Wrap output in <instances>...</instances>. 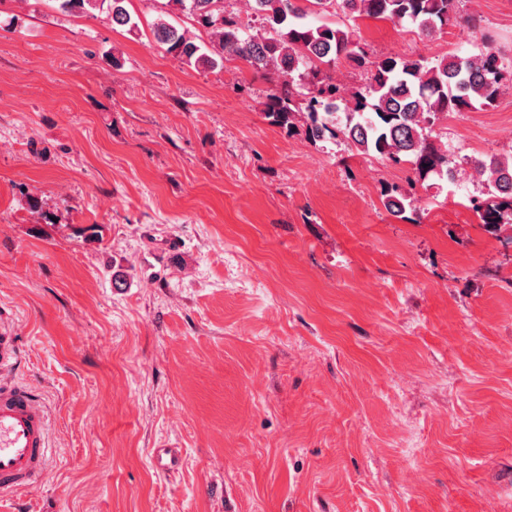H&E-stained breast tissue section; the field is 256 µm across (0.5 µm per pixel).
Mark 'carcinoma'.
Here are the masks:
<instances>
[{"label": "carcinoma", "mask_w": 512, "mask_h": 512, "mask_svg": "<svg viewBox=\"0 0 512 512\" xmlns=\"http://www.w3.org/2000/svg\"><path fill=\"white\" fill-rule=\"evenodd\" d=\"M65 15L108 10L112 23L135 33L138 23L126 0H54ZM211 33L200 46L185 30L160 17L155 41L195 69H211L224 54L258 72L275 71L278 80L264 104L271 124L291 132L304 120L308 138L343 136L355 150L413 166L416 181L431 176L454 180L458 160L432 140L435 128L451 113L487 110L512 91V66L491 45L474 55L446 54L433 61L399 54L372 56L361 42L357 21L409 23L418 35L439 39L457 21L459 0H241L244 9L227 11L223 0H168ZM341 11L347 25H314L309 17ZM346 60L367 73L362 87L332 76ZM474 181L481 197L469 202L495 231L512 228V155L475 160ZM385 207L406 220L416 212L411 191L383 188Z\"/></svg>", "instance_id": "obj_1"}]
</instances>
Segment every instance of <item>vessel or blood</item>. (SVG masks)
I'll use <instances>...</instances> for the list:
<instances>
[{
	"label": "vessel or blood",
	"mask_w": 512,
	"mask_h": 512,
	"mask_svg": "<svg viewBox=\"0 0 512 512\" xmlns=\"http://www.w3.org/2000/svg\"><path fill=\"white\" fill-rule=\"evenodd\" d=\"M19 359L17 340L0 332V371ZM50 454L48 418L26 388L0 390V497L45 478Z\"/></svg>",
	"instance_id": "1"
}]
</instances>
